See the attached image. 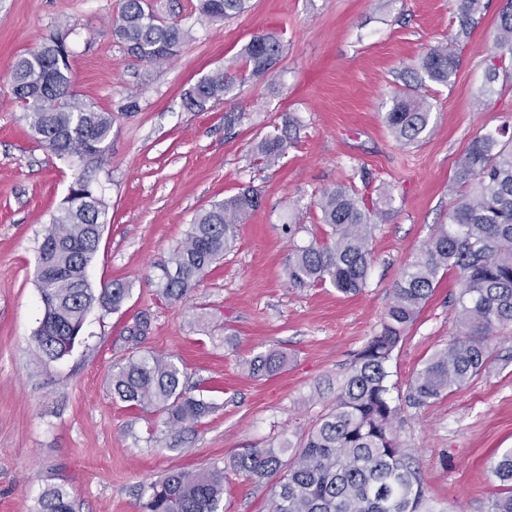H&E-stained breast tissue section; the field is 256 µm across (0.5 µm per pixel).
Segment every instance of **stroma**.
Masks as SVG:
<instances>
[{
    "label": "stroma",
    "instance_id": "obj_1",
    "mask_svg": "<svg viewBox=\"0 0 512 512\" xmlns=\"http://www.w3.org/2000/svg\"><path fill=\"white\" fill-rule=\"evenodd\" d=\"M152 2L191 31L160 65L136 61L115 39L120 0H0V512H35L51 485L64 486L78 512H141V488L171 469L302 442L332 406L327 385L379 331L405 265L447 223L471 142L512 127V65L486 81L504 0H483L467 35L451 0H250L221 21L201 19L196 0ZM63 24L75 94L112 119L94 173L108 221L88 279L96 288L120 279L131 293L118 311L92 309L82 339L51 360L34 340V273L44 229L80 167L31 137L9 72ZM270 31L283 45L276 80L250 78L223 101L185 108L192 85L239 63L251 38ZM438 45L452 47L458 66L449 84L421 89L432 112L424 137L400 142L383 115L401 74ZM286 129L287 154L257 162L259 141ZM341 184L377 212L367 285L354 295L295 287L288 261L296 247L328 240L317 201ZM247 186L261 206L232 251L181 302L167 301L159 267L195 214ZM287 224L298 233L285 234ZM438 279L388 366L396 429L435 512H487L497 486L488 460L512 448V325L496 333L477 378L411 407L409 381L456 333V278ZM272 348L287 352V367L249 375L244 360ZM148 353L174 357L192 394L213 404L194 431L167 434L162 416L113 396V368ZM274 485L228 472L224 512H265Z\"/></svg>",
    "mask_w": 512,
    "mask_h": 512
}]
</instances>
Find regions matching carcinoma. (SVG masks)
Wrapping results in <instances>:
<instances>
[{
    "label": "carcinoma",
    "mask_w": 512,
    "mask_h": 512,
    "mask_svg": "<svg viewBox=\"0 0 512 512\" xmlns=\"http://www.w3.org/2000/svg\"><path fill=\"white\" fill-rule=\"evenodd\" d=\"M462 31L475 24L481 0H452ZM248 8V0H198L206 20H223ZM113 34L140 62L169 60L186 31L161 18L149 0H121ZM69 29L62 27L37 49L18 57L9 79L36 141L59 158L78 157L84 169L45 228L39 248L36 283L43 316L35 332L39 351L50 359L69 353L83 330L87 313L98 306L117 311L128 299V283L115 280L92 288L87 268L106 224V204L94 191L93 173L104 161L112 121L77 99L69 77ZM282 51L272 32L253 37L242 64L217 69L184 94L187 110L224 99L246 78L268 77ZM495 51L512 57V0L499 13ZM457 67L446 46L428 49L391 100L383 120L396 139L419 141L427 130L431 104L416 86L429 80L446 85ZM503 129L477 136L455 174L458 196L435 236L407 264L382 319L380 331L357 352L336 391L332 408L293 445L284 439L270 448H246L223 465L203 470L172 469L142 490V512H223L224 471L257 480L276 478L268 512H428L425 491L412 456L399 439L388 385V362L430 299L442 271L457 274V334L435 352L409 383L413 407L461 388L481 374L491 357V339L512 323V137ZM292 144L286 134L268 136L257 146L260 159L275 162ZM259 190L241 189L196 213L190 231L161 268L159 288L177 303L197 285L207 269L230 251L237 226L258 210ZM330 242L296 248L288 279L298 287L328 283L342 294L366 286L371 264V211L347 185L323 193L318 202ZM287 356L279 351L246 362L254 375L281 371ZM182 370L157 354L131 357L112 371V394L123 402L157 412L176 433L197 426L212 411L209 402L183 388ZM498 490L488 512H512V448L489 461ZM35 512H77L63 486H51Z\"/></svg>",
    "instance_id": "carcinoma-1"
}]
</instances>
